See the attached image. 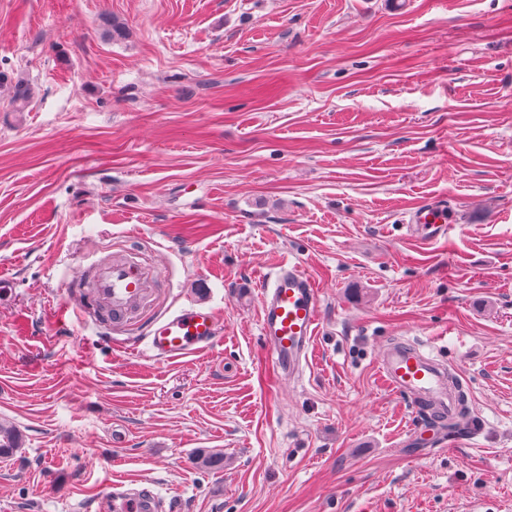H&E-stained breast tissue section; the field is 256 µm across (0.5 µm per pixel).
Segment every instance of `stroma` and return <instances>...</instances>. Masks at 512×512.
<instances>
[{"label":"stroma","mask_w":512,"mask_h":512,"mask_svg":"<svg viewBox=\"0 0 512 512\" xmlns=\"http://www.w3.org/2000/svg\"><path fill=\"white\" fill-rule=\"evenodd\" d=\"M441 197L456 225L422 244ZM117 252L163 269L151 315L211 307L218 341L157 364L58 319ZM280 256L320 286L291 378L258 322ZM0 282V512L115 477L188 512H512V0H0ZM396 340L462 382L456 447L408 446ZM444 199H433L419 204L410 213L408 227L412 235L422 243L432 244L445 238L448 224L454 223Z\"/></svg>","instance_id":"1"}]
</instances>
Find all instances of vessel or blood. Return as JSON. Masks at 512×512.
I'll return each instance as SVG.
<instances>
[{
    "instance_id": "obj_1",
    "label": "vessel or blood",
    "mask_w": 512,
    "mask_h": 512,
    "mask_svg": "<svg viewBox=\"0 0 512 512\" xmlns=\"http://www.w3.org/2000/svg\"><path fill=\"white\" fill-rule=\"evenodd\" d=\"M454 217L445 200L419 204L410 214L412 235L426 244L445 238ZM162 272L152 261L116 255L99 261L91 291L75 310L115 325L143 324L142 357L158 364L184 359L208 348L220 334L215 310L191 305L157 318H148ZM319 287L294 260L284 259L260 278V335L277 373L297 374L306 363L319 321ZM384 383L407 398L415 411L426 414L439 446L453 445L445 423L460 408L448 387L449 369L441 360L405 342L386 345L378 360ZM178 501H165L154 485L132 487L115 479L101 484L76 503L77 512H178Z\"/></svg>"
}]
</instances>
